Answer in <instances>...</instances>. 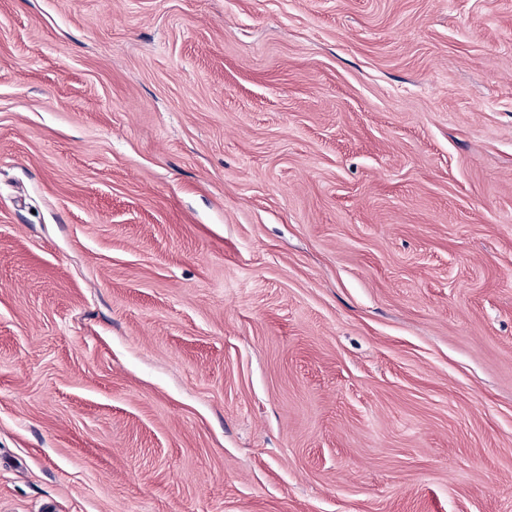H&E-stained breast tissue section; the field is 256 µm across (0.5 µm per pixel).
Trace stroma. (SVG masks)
Returning <instances> with one entry per match:
<instances>
[{
  "instance_id": "obj_1",
  "label": "stroma",
  "mask_w": 512,
  "mask_h": 512,
  "mask_svg": "<svg viewBox=\"0 0 512 512\" xmlns=\"http://www.w3.org/2000/svg\"><path fill=\"white\" fill-rule=\"evenodd\" d=\"M0 512H512V0H0Z\"/></svg>"
}]
</instances>
